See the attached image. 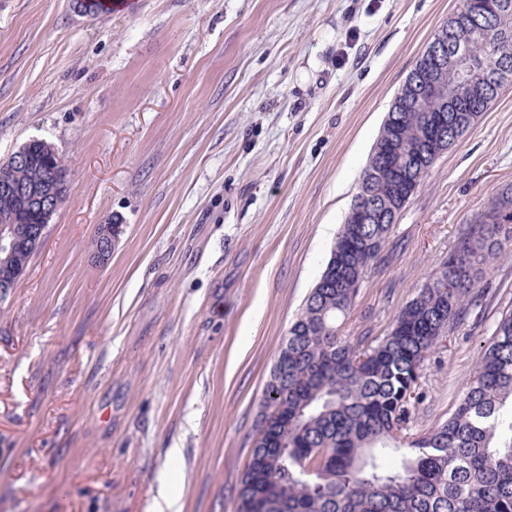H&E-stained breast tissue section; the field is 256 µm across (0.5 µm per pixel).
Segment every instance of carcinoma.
<instances>
[{
    "instance_id": "1",
    "label": "carcinoma",
    "mask_w": 512,
    "mask_h": 512,
    "mask_svg": "<svg viewBox=\"0 0 512 512\" xmlns=\"http://www.w3.org/2000/svg\"><path fill=\"white\" fill-rule=\"evenodd\" d=\"M469 33L467 13L487 10ZM448 42L476 61L512 69V0H460L442 24ZM435 70L426 54L396 94L362 173L330 258L290 324L261 401L236 512H512V309L501 313L455 411L431 431L402 443L401 431L432 349L473 310L498 294L486 275L512 251V188L465 225L448 257L400 310L383 337L340 333L359 288L383 259L392 228L430 169L499 97L480 84L467 91L470 110L447 112L421 94ZM445 124L433 130V119ZM26 153L21 161L18 155ZM5 176L51 194L37 210L20 196L0 203V225L25 215L48 226L63 203L67 171L39 139L7 162ZM36 254L23 245L0 256V287ZM400 454L391 464L390 453Z\"/></svg>"
}]
</instances>
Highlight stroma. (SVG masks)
<instances>
[{"instance_id": "stroma-1", "label": "stroma", "mask_w": 512, "mask_h": 512, "mask_svg": "<svg viewBox=\"0 0 512 512\" xmlns=\"http://www.w3.org/2000/svg\"><path fill=\"white\" fill-rule=\"evenodd\" d=\"M459 0H0V163L51 144L68 194L0 297V512H235L282 341L399 89ZM512 184V84L434 165L346 336L387 334ZM123 232L92 264L97 228ZM425 362L404 439L444 422L504 308ZM180 449L170 459L169 449Z\"/></svg>"}]
</instances>
